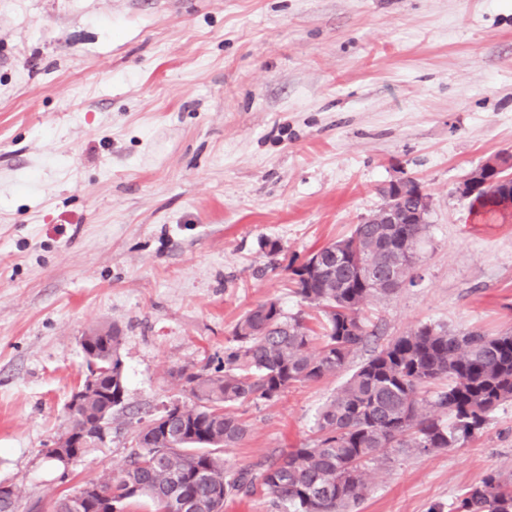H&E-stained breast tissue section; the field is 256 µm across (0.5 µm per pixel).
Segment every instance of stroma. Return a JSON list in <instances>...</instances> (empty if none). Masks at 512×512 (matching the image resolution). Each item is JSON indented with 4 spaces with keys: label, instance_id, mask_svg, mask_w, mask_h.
<instances>
[{
    "label": "stroma",
    "instance_id": "35a3bbf8",
    "mask_svg": "<svg viewBox=\"0 0 512 512\" xmlns=\"http://www.w3.org/2000/svg\"><path fill=\"white\" fill-rule=\"evenodd\" d=\"M512 155V0H0V483L53 512L119 471L131 419L186 402L179 373L220 360L244 312L304 309L285 268L349 236L412 178L429 197L414 284L365 307L342 371L235 406L229 469L299 448L319 408L423 324L512 331V204L456 188ZM278 242L271 271L263 241ZM117 327L125 410L61 466L80 340ZM512 477V402L463 448L371 465L354 512H448Z\"/></svg>",
    "mask_w": 512,
    "mask_h": 512
}]
</instances>
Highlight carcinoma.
<instances>
[{"label": "carcinoma", "instance_id": "cac0c4a2", "mask_svg": "<svg viewBox=\"0 0 512 512\" xmlns=\"http://www.w3.org/2000/svg\"><path fill=\"white\" fill-rule=\"evenodd\" d=\"M505 200L501 186L490 184L471 196V205L492 209ZM427 228L357 224L347 238L289 266L294 294L321 310L322 331H313L300 312L285 316L273 299L250 308L234 327L235 346L223 366L213 372L182 370L193 402L148 432L152 456L139 449L140 424L119 473L90 480L112 498V512H124L136 498L149 499L154 512H224L225 498L258 487L276 512H347L370 491L368 464L399 449L429 454L478 438L492 414L512 402V332L487 336L420 325L353 372L320 408L303 447L265 459L257 473L226 471L219 456L246 435L227 407L271 401L296 383L317 382L346 367L373 333L365 305L393 294L401 286L397 273L411 278ZM340 247L372 268L379 282L361 278L353 262L310 270L316 256L326 258ZM82 340L85 351L112 357V375L87 393L90 409L112 421L124 409V401L115 398L125 388L120 336L102 327L85 332ZM21 493L14 484L0 494V512H16ZM449 512H512V479L485 475Z\"/></svg>", "mask_w": 512, "mask_h": 512}]
</instances>
